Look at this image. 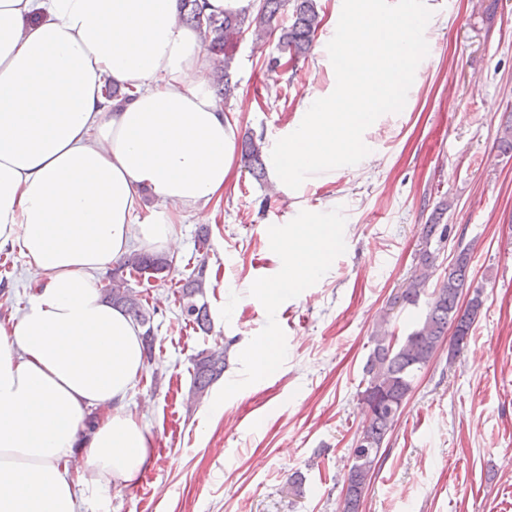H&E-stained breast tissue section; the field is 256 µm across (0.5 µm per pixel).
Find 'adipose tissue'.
<instances>
[{
    "label": "adipose tissue",
    "mask_w": 512,
    "mask_h": 512,
    "mask_svg": "<svg viewBox=\"0 0 512 512\" xmlns=\"http://www.w3.org/2000/svg\"><path fill=\"white\" fill-rule=\"evenodd\" d=\"M178 12V0H0V251L38 276L21 318L0 326V512H78V449L98 484L135 482L152 455L125 404L142 330L96 276L134 242L176 252L177 218L208 220L232 176L231 121L204 80L214 61ZM108 79L133 99L106 101ZM272 238L278 274L249 287L271 310L326 271L334 233L310 214Z\"/></svg>",
    "instance_id": "obj_1"
}]
</instances>
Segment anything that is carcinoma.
Wrapping results in <instances>:
<instances>
[{
  "instance_id": "1",
  "label": "carcinoma",
  "mask_w": 512,
  "mask_h": 512,
  "mask_svg": "<svg viewBox=\"0 0 512 512\" xmlns=\"http://www.w3.org/2000/svg\"><path fill=\"white\" fill-rule=\"evenodd\" d=\"M292 9L291 23L278 25L286 9ZM181 22L198 30L205 50L218 64L211 69L210 80L218 105L226 106L238 88L233 81L234 50L237 44L251 36L262 46L275 43L276 54L267 58L269 71L288 68L310 53L322 24L316 0H259L252 9L225 10L224 16L208 15L200 0H179ZM265 142L263 137L247 136L242 141L240 163L257 182L266 179ZM448 211L442 202L433 212L429 223L423 225L425 244L432 239L443 240L448 225L440 223ZM471 254L461 248L448 275L434 288H428L429 274L421 273L410 280L400 298L410 305L418 304L426 296V308L416 327L403 338L382 328L372 337L374 347L363 367L365 388L360 401L367 407L361 435L378 444H384L392 427L401 415L418 372L424 369L443 343H448V359L460 352L459 341L468 340L473 325L484 304L480 291L469 294ZM171 265L161 255L132 252L113 264L104 296L120 308L137 325L145 328L144 351L152 353L154 336L152 321L157 309L143 301L139 292L129 286L133 278L165 279ZM206 296L205 261L195 265L189 275L180 279L179 306L187 324L207 333L211 318ZM226 347L203 349L192 358L190 393L201 397L223 373ZM378 464L376 458L351 456L343 512H359L366 480Z\"/></svg>"
}]
</instances>
